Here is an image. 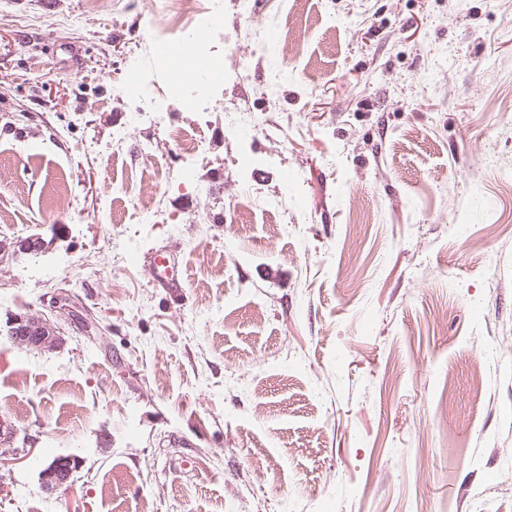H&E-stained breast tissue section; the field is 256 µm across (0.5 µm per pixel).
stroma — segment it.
I'll return each instance as SVG.
<instances>
[{
    "mask_svg": "<svg viewBox=\"0 0 512 512\" xmlns=\"http://www.w3.org/2000/svg\"><path fill=\"white\" fill-rule=\"evenodd\" d=\"M220 4L183 153L170 0H0V512H512V0ZM173 8L170 11L167 21L156 28L148 27L145 32V40L152 50V54L157 61L168 65L167 81L169 93L166 97H155L151 92L146 93L147 76L146 72L137 65H130L124 72L123 84L126 88V79L130 71L137 73L139 89L135 93L127 94L131 97L141 98L143 106L137 112L139 115L151 114L155 118L163 119L170 110L172 101L171 91L174 87H179L184 98L192 102L184 104L185 109L201 110L211 101L214 91V85L204 94H197L195 85L187 83L190 75L183 69H173L169 66L170 61L183 51L191 48L197 62L210 81H221L224 79V62L220 63L208 50V38L205 36L197 42H193L194 35L203 32L209 33L217 30L223 23L222 13L217 8H211L209 3L203 0H172ZM193 25V27L184 31L178 37L170 36L172 33ZM157 47L166 48V55H158ZM153 281L162 288H181L179 275L167 262V258L163 255L157 256L152 265ZM9 327L10 338L26 348L45 351L54 344L52 329L46 319L19 315ZM75 460L72 458H58L43 470L42 475L48 486L63 487L69 482L75 470Z\"/></svg>",
    "mask_w": 512,
    "mask_h": 512,
    "instance_id": "35a3bbf8",
    "label": "stroma"
}]
</instances>
